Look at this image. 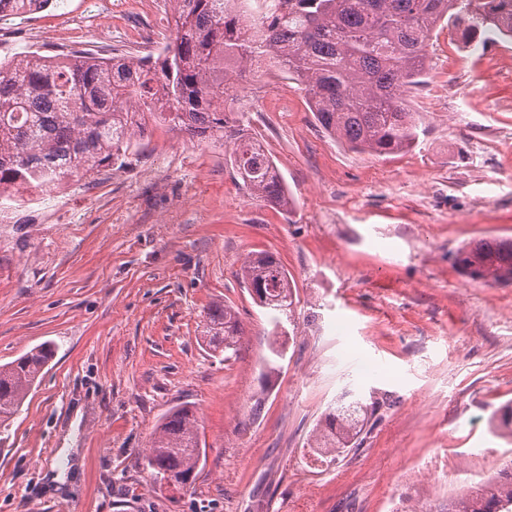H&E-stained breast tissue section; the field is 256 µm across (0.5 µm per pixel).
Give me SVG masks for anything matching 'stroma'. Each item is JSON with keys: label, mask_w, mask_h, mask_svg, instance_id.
Listing matches in <instances>:
<instances>
[{"label": "stroma", "mask_w": 512, "mask_h": 512, "mask_svg": "<svg viewBox=\"0 0 512 512\" xmlns=\"http://www.w3.org/2000/svg\"><path fill=\"white\" fill-rule=\"evenodd\" d=\"M171 10L51 0L0 23V60L156 54ZM429 64L409 98L418 140L385 156L329 137L272 64L235 81L227 104L267 143L290 212L241 189L223 142L151 121L125 164L0 223V365L54 350L0 432V512H388L395 497L443 512L512 464V436L489 425L512 406V284L454 264L466 245L512 240V42L467 46L444 25ZM262 251L294 285L284 336L241 283ZM215 301L244 330L226 362L200 339ZM348 395L374 407L364 439L318 463L311 433ZM178 404L206 448L180 492L145 466Z\"/></svg>", "instance_id": "1"}]
</instances>
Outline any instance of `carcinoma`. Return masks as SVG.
I'll list each match as a JSON object with an SVG mask.
<instances>
[{
	"mask_svg": "<svg viewBox=\"0 0 512 512\" xmlns=\"http://www.w3.org/2000/svg\"><path fill=\"white\" fill-rule=\"evenodd\" d=\"M49 0H0V21L44 9ZM171 37L156 60L82 50L26 51L0 61V201L20 208L101 167L124 163L145 116L200 141L231 146L230 165L249 195L290 211L272 157L252 151L247 130L224 116V92L259 61H274L306 92L322 129L357 152L390 155L418 138L406 93L423 83L428 47L442 24L468 42L484 30L512 41V0H172ZM473 281H512V240L484 241L455 255ZM259 305L285 313L292 285L272 253L241 269ZM203 343L237 351L235 309L211 303ZM53 356L41 345L0 365V427L19 411ZM197 416L172 407L158 424L147 467L179 491L195 481L203 449ZM368 422L361 400L340 402L312 434L334 461L355 446ZM448 512H512V470L448 500Z\"/></svg>",
	"mask_w": 512,
	"mask_h": 512,
	"instance_id": "1",
	"label": "carcinoma"
}]
</instances>
